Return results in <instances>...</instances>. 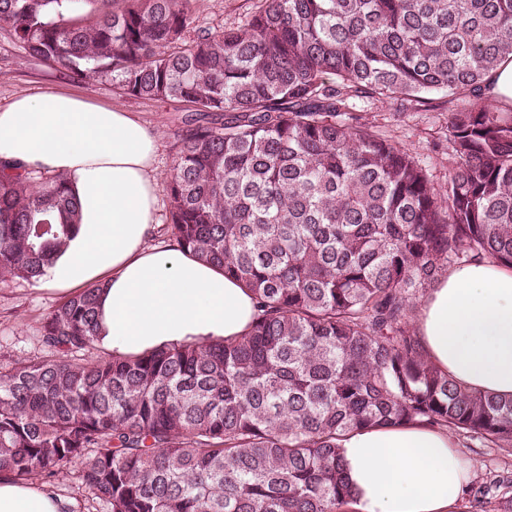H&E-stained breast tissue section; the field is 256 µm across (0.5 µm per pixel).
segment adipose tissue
Returning <instances> with one entry per match:
<instances>
[{
  "instance_id": "ef3b65f1",
  "label": "adipose tissue",
  "mask_w": 512,
  "mask_h": 512,
  "mask_svg": "<svg viewBox=\"0 0 512 512\" xmlns=\"http://www.w3.org/2000/svg\"><path fill=\"white\" fill-rule=\"evenodd\" d=\"M156 137L132 113L75 94L24 95L0 106V161L64 174L78 227L38 282L64 295L103 286L98 345L136 356L173 343L244 334L252 296L214 265L153 245ZM427 356L468 390L512 396V268L489 260L450 269L419 307ZM355 512H454L473 473L446 431L376 427L340 443ZM49 488L0 474V512H63Z\"/></svg>"
}]
</instances>
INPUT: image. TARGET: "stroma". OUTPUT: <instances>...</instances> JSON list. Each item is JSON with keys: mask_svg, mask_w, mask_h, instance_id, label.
I'll use <instances>...</instances> for the list:
<instances>
[{"mask_svg": "<svg viewBox=\"0 0 512 512\" xmlns=\"http://www.w3.org/2000/svg\"><path fill=\"white\" fill-rule=\"evenodd\" d=\"M259 5L260 0H195L192 26L219 32L238 24ZM49 90L78 93L93 103L119 106L134 113L158 139L154 178L156 183L164 182L175 160V134L182 127L184 113L179 106L120 96L105 78L74 80L60 68L28 59L0 29V105ZM452 109L447 97L434 94L427 103L405 106L360 101L354 113L362 121L379 126L393 142L412 153L434 181L441 183L448 175V114ZM61 301L58 294L37 290L35 283L24 280L0 288V365L44 357L40 326ZM454 441L472 467L473 484L502 474L512 475L511 455L459 435ZM32 483L58 494L66 504V512H107L104 505L89 499L79 463L69 464L58 478L36 477Z\"/></svg>", "mask_w": 512, "mask_h": 512, "instance_id": "35a3bbf8", "label": "stroma"}]
</instances>
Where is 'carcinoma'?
<instances>
[{
	"label": "carcinoma",
	"instance_id": "1",
	"mask_svg": "<svg viewBox=\"0 0 512 512\" xmlns=\"http://www.w3.org/2000/svg\"><path fill=\"white\" fill-rule=\"evenodd\" d=\"M186 38L192 0H0L27 58L188 110L166 232L257 301L247 333L100 354L93 283L0 367V474L77 460L109 512H344L339 442L420 423L512 452V398L460 387L411 327L461 259L512 267V107L449 113L435 184L353 102L481 98L512 0H263ZM79 224L66 176L0 173V288Z\"/></svg>",
	"mask_w": 512,
	"mask_h": 512
}]
</instances>
